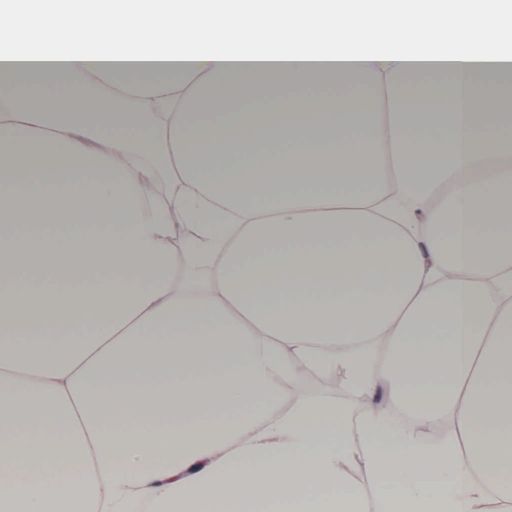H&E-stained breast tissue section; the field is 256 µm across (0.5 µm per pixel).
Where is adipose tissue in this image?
<instances>
[{
    "instance_id": "adipose-tissue-1",
    "label": "adipose tissue",
    "mask_w": 512,
    "mask_h": 512,
    "mask_svg": "<svg viewBox=\"0 0 512 512\" xmlns=\"http://www.w3.org/2000/svg\"><path fill=\"white\" fill-rule=\"evenodd\" d=\"M501 2L0 6V512H512ZM344 379L346 382L345 374ZM355 393L356 392L347 385V382L345 392L343 394H336L326 391L316 381H308L299 386L294 396V403L302 400L335 401L337 404L344 405L352 413V415L356 417L364 413V411L368 409L372 402L367 397L366 404H357L351 398V396L355 395Z\"/></svg>"
}]
</instances>
